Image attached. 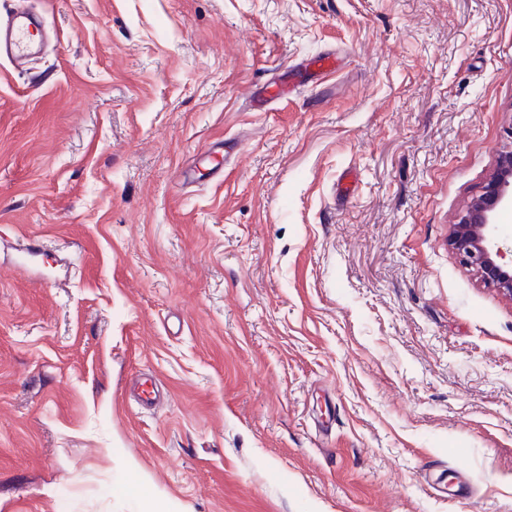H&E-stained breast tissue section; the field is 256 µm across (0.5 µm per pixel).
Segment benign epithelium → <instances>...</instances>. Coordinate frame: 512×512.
Instances as JSON below:
<instances>
[{
    "instance_id": "1",
    "label": "benign epithelium",
    "mask_w": 512,
    "mask_h": 512,
    "mask_svg": "<svg viewBox=\"0 0 512 512\" xmlns=\"http://www.w3.org/2000/svg\"><path fill=\"white\" fill-rule=\"evenodd\" d=\"M512 209V151L499 155L496 169L458 217L448 247L481 283L512 299V265L502 263L496 217Z\"/></svg>"
}]
</instances>
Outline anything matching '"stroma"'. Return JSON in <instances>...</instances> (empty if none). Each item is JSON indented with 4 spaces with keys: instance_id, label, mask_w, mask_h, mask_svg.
<instances>
[{
    "instance_id": "stroma-1",
    "label": "stroma",
    "mask_w": 512,
    "mask_h": 512,
    "mask_svg": "<svg viewBox=\"0 0 512 512\" xmlns=\"http://www.w3.org/2000/svg\"><path fill=\"white\" fill-rule=\"evenodd\" d=\"M20 7L0 512H512V299L448 247L512 150V0ZM302 77L303 74L300 70L276 75L272 80H268L262 87H256L249 100V105L261 108L268 104L286 99L291 86L295 83H301Z\"/></svg>"
}]
</instances>
